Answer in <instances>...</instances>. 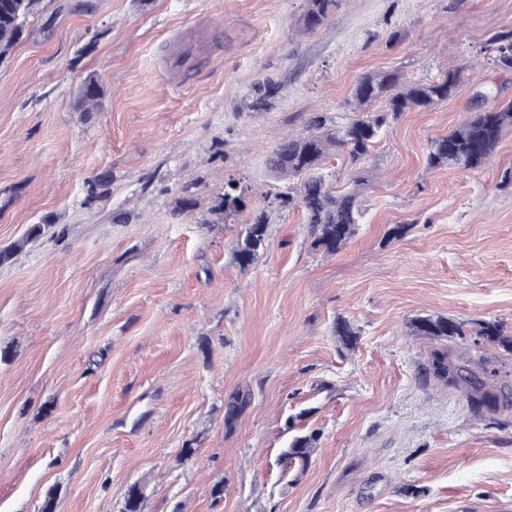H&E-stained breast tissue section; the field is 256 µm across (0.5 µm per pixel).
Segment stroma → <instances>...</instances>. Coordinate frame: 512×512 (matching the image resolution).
Wrapping results in <instances>:
<instances>
[{"instance_id": "stroma-1", "label": "stroma", "mask_w": 512, "mask_h": 512, "mask_svg": "<svg viewBox=\"0 0 512 512\" xmlns=\"http://www.w3.org/2000/svg\"><path fill=\"white\" fill-rule=\"evenodd\" d=\"M306 6L42 0L0 61V249L27 241L0 263V512H37L50 493L56 512H121L136 481L143 512L512 505V410L473 417L424 380L432 342L409 328L442 315L512 329V130L482 169L427 164L477 92L512 99L493 61L512 0H336L309 31ZM182 37L191 58L173 72ZM380 71L460 81L385 128L363 162L365 222L340 253L313 247L301 211L276 210L240 270L242 224L288 189L272 149L313 116L348 122L352 88ZM90 75L103 104L74 111ZM231 182L243 204L213 223ZM36 224L48 233L28 239ZM239 392L249 404L226 425ZM298 412L318 441L285 481Z\"/></svg>"}]
</instances>
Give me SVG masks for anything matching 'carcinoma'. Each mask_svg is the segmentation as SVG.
Here are the masks:
<instances>
[{"label": "carcinoma", "instance_id": "1", "mask_svg": "<svg viewBox=\"0 0 512 512\" xmlns=\"http://www.w3.org/2000/svg\"><path fill=\"white\" fill-rule=\"evenodd\" d=\"M41 0H0V61L7 57L22 37L28 18L39 9ZM335 0H307L302 17L306 30L319 26L328 17ZM495 63L512 68V32L495 38ZM459 74L430 82H402L382 72L361 78L353 88L351 106L359 116L331 127L319 115L310 120L306 136L282 138L267 157L268 170L280 179L294 181L288 191L276 195L268 205L256 209L243 225L233 249V260L245 270L257 260L266 241L271 211L298 208L313 236V246L326 254L340 252L363 223L366 210L362 196L370 188L363 173L367 157L382 129L410 110H429L453 97ZM103 90L90 77L81 86L75 106L81 112H94L100 106ZM385 99V110L370 111L371 104ZM512 128V100L492 107L479 106L448 135L431 142L427 162L431 167L477 170L493 155L504 131ZM342 149L348 158L352 186L337 192L318 172L322 158L331 149ZM411 332L425 336L436 345L430 350L423 375L461 394L468 411L476 417H493L512 409V382L502 378L494 359L479 353L489 345L512 353V331L492 320L459 321L443 316H419L410 322ZM472 337V346L457 344ZM317 437L296 435L282 453L286 468L308 467Z\"/></svg>", "mask_w": 512, "mask_h": 512}]
</instances>
